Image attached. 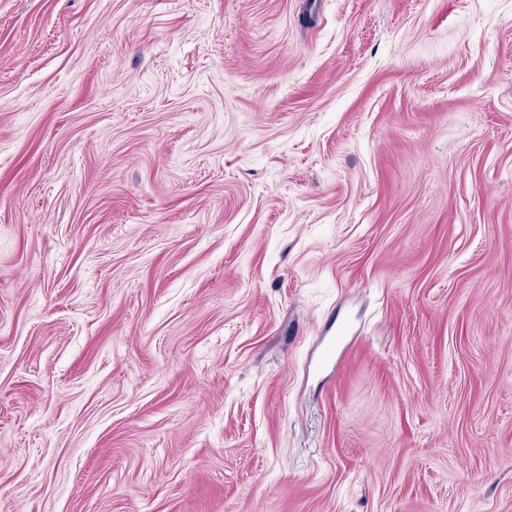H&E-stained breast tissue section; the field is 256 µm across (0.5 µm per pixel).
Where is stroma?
Masks as SVG:
<instances>
[{
	"label": "stroma",
	"mask_w": 512,
	"mask_h": 512,
	"mask_svg": "<svg viewBox=\"0 0 512 512\" xmlns=\"http://www.w3.org/2000/svg\"><path fill=\"white\" fill-rule=\"evenodd\" d=\"M0 512H512V0H0Z\"/></svg>",
	"instance_id": "35a3bbf8"
}]
</instances>
